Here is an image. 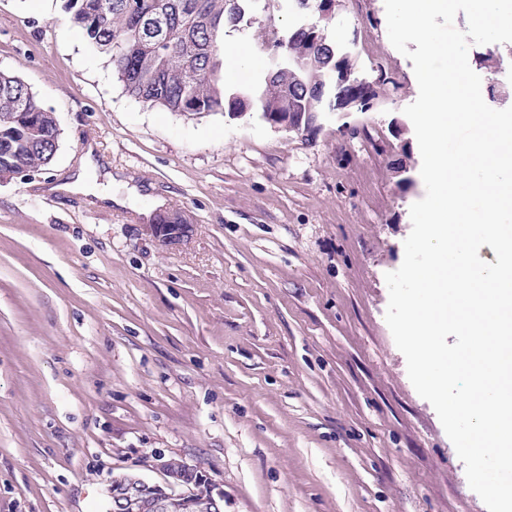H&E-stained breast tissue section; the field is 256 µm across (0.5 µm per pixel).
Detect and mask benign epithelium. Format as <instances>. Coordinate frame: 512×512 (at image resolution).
I'll list each match as a JSON object with an SVG mask.
<instances>
[{"instance_id": "1", "label": "benign epithelium", "mask_w": 512, "mask_h": 512, "mask_svg": "<svg viewBox=\"0 0 512 512\" xmlns=\"http://www.w3.org/2000/svg\"><path fill=\"white\" fill-rule=\"evenodd\" d=\"M146 232L165 245L180 241L187 233L182 224H148ZM163 481L152 482L139 475L118 474L108 488L109 512H178L192 504L197 487L208 485L203 512H224V491L198 467L184 461L173 467L165 457L156 458Z\"/></svg>"}]
</instances>
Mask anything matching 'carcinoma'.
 Returning <instances> with one entry per match:
<instances>
[{
	"label": "carcinoma",
	"instance_id": "1",
	"mask_svg": "<svg viewBox=\"0 0 512 512\" xmlns=\"http://www.w3.org/2000/svg\"><path fill=\"white\" fill-rule=\"evenodd\" d=\"M248 0H66L74 23L91 46L110 57L125 92L170 112L236 115L256 108L288 117V108L316 112L318 120L343 94L364 103L367 112L381 102L388 77L355 72L348 51L328 39L336 11L323 0H285L307 20L277 43L262 87L228 92L224 86V30L244 21ZM58 128L18 77L0 72V177L47 165L57 150Z\"/></svg>",
	"mask_w": 512,
	"mask_h": 512
}]
</instances>
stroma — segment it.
I'll return each instance as SVG.
<instances>
[{"mask_svg": "<svg viewBox=\"0 0 512 512\" xmlns=\"http://www.w3.org/2000/svg\"><path fill=\"white\" fill-rule=\"evenodd\" d=\"M303 20L253 0L237 86ZM328 36L399 88L304 140L253 108L135 100L65 0H0V71L60 132L48 165L0 179V512H107L113 476L161 480L158 454L224 512H487L385 320L425 195L413 63L384 0H340ZM81 170L121 204L65 191ZM160 209L180 244L146 234Z\"/></svg>", "mask_w": 512, "mask_h": 512, "instance_id": "1", "label": "stroma"}]
</instances>
